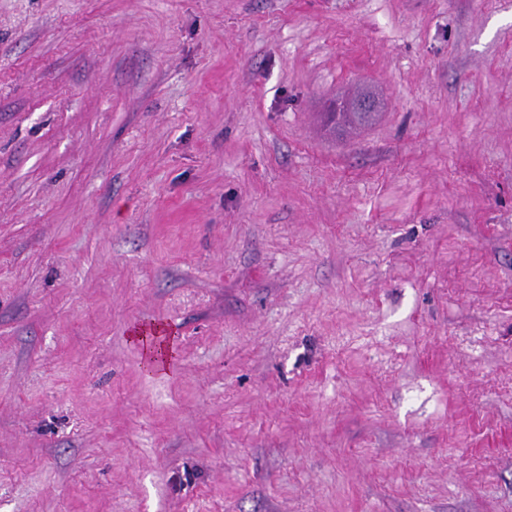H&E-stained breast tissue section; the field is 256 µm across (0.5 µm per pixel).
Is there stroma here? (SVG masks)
I'll return each mask as SVG.
<instances>
[{
  "label": "stroma",
  "mask_w": 512,
  "mask_h": 512,
  "mask_svg": "<svg viewBox=\"0 0 512 512\" xmlns=\"http://www.w3.org/2000/svg\"><path fill=\"white\" fill-rule=\"evenodd\" d=\"M0 512H512V0H0Z\"/></svg>",
  "instance_id": "35a3bbf8"
}]
</instances>
